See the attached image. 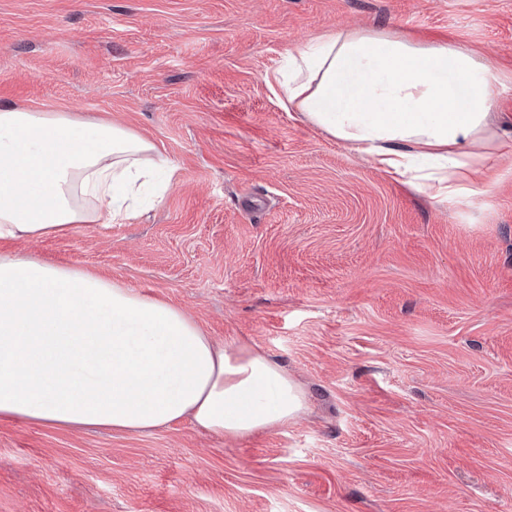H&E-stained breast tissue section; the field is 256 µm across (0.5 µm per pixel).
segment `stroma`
<instances>
[{
  "instance_id": "obj_1",
  "label": "stroma",
  "mask_w": 512,
  "mask_h": 512,
  "mask_svg": "<svg viewBox=\"0 0 512 512\" xmlns=\"http://www.w3.org/2000/svg\"><path fill=\"white\" fill-rule=\"evenodd\" d=\"M360 29L470 47L512 133V0H0V105L175 164L137 220L0 252L168 300L305 395L243 438L0 418V512H512V154L438 203L285 110L283 56Z\"/></svg>"
}]
</instances>
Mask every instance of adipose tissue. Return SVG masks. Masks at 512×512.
<instances>
[{
    "instance_id": "obj_1",
    "label": "adipose tissue",
    "mask_w": 512,
    "mask_h": 512,
    "mask_svg": "<svg viewBox=\"0 0 512 512\" xmlns=\"http://www.w3.org/2000/svg\"><path fill=\"white\" fill-rule=\"evenodd\" d=\"M282 105L406 177L431 199L468 201L492 150L503 86L474 51L379 31H332L288 53ZM174 164L120 126L0 107V241L137 215ZM304 408L287 372L209 336L179 306L26 254L0 253V417L148 434L183 418L215 435L284 426Z\"/></svg>"
}]
</instances>
